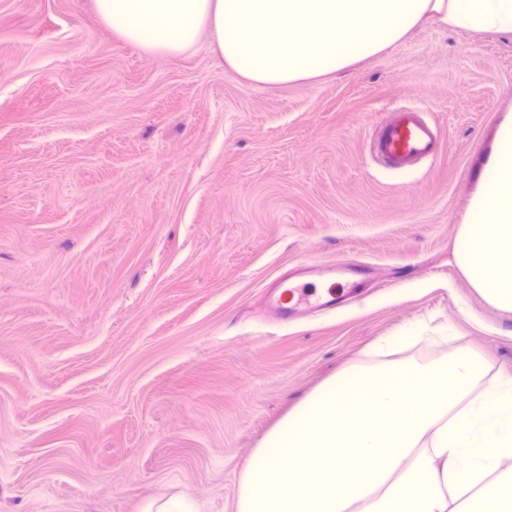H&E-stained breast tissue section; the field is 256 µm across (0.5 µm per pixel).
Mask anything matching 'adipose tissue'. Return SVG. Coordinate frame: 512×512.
<instances>
[{
	"label": "adipose tissue",
	"instance_id": "adipose-tissue-1",
	"mask_svg": "<svg viewBox=\"0 0 512 512\" xmlns=\"http://www.w3.org/2000/svg\"><path fill=\"white\" fill-rule=\"evenodd\" d=\"M104 24L148 54L180 55L208 35L240 77L280 86L336 75L431 21L512 35V0H94ZM462 276L512 312V114L498 125L453 243Z\"/></svg>",
	"mask_w": 512,
	"mask_h": 512
}]
</instances>
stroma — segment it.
<instances>
[{
	"label": "stroma",
	"mask_w": 512,
	"mask_h": 512,
	"mask_svg": "<svg viewBox=\"0 0 512 512\" xmlns=\"http://www.w3.org/2000/svg\"><path fill=\"white\" fill-rule=\"evenodd\" d=\"M440 147L388 169L379 126ZM512 111V36L427 23L336 76L257 86L208 40L149 56L92 0H0V512H236L261 439L343 367L465 348L512 373V312L452 255ZM366 267L279 323L272 281ZM437 132L419 110L398 112L384 125L376 139L375 150L386 164L396 169L415 166L434 157Z\"/></svg>",
	"instance_id": "stroma-1"
}]
</instances>
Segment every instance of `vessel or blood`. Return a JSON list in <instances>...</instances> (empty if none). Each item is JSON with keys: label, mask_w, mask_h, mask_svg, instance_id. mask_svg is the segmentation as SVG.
<instances>
[{"label": "vessel or blood", "mask_w": 512, "mask_h": 512, "mask_svg": "<svg viewBox=\"0 0 512 512\" xmlns=\"http://www.w3.org/2000/svg\"><path fill=\"white\" fill-rule=\"evenodd\" d=\"M438 138L435 129L417 110L397 113L384 125L376 139L375 150L386 164L396 169L415 166L434 157ZM362 291L360 280H351L344 288H304L288 285L273 288L270 302L279 318L289 321L310 310L329 312L344 305Z\"/></svg>", "instance_id": "1"}]
</instances>
